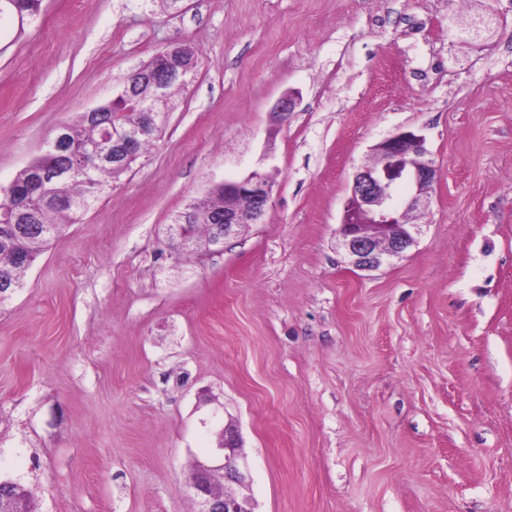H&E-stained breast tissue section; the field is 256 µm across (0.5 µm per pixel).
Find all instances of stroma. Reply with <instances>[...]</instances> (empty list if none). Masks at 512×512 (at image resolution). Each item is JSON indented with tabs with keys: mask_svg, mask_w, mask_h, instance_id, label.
Returning a JSON list of instances; mask_svg holds the SVG:
<instances>
[{
	"mask_svg": "<svg viewBox=\"0 0 512 512\" xmlns=\"http://www.w3.org/2000/svg\"><path fill=\"white\" fill-rule=\"evenodd\" d=\"M478 13L486 40H456ZM178 44L197 65L155 146L0 305V479L37 512H197L230 425L255 512H512V0L2 13L0 187ZM404 128L440 168L424 232L360 271L353 173ZM253 171L264 223L176 250L187 204Z\"/></svg>",
	"mask_w": 512,
	"mask_h": 512,
	"instance_id": "35a3bbf8",
	"label": "stroma"
}]
</instances>
